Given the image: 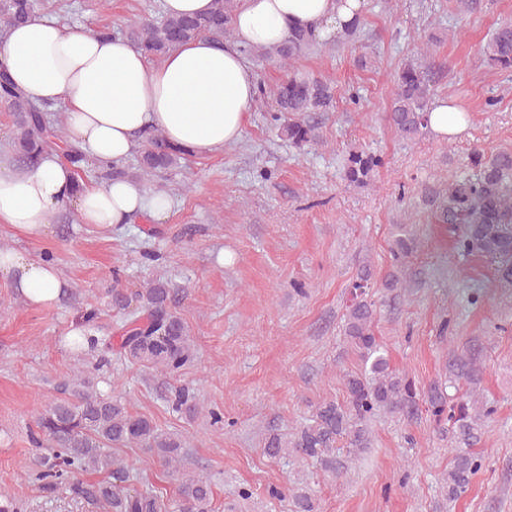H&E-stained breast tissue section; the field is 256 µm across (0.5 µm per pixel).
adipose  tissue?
<instances>
[{
	"label": "adipose tissue",
	"instance_id": "1",
	"mask_svg": "<svg viewBox=\"0 0 512 512\" xmlns=\"http://www.w3.org/2000/svg\"><path fill=\"white\" fill-rule=\"evenodd\" d=\"M361 10L360 0H242L234 11L233 42L199 37L153 61L121 36L66 27L36 16L0 40V66L33 100L60 107L64 146L17 168L0 155V228L40 235L66 207L100 231L142 218L164 223L172 201L161 190L114 178L78 185L64 147H78L103 167L119 166L138 150L146 132L192 155H210L238 142L259 86L242 46L270 47L304 28L324 38L341 34ZM0 276L25 302L55 305L67 286L58 268L17 251L0 256Z\"/></svg>",
	"mask_w": 512,
	"mask_h": 512
}]
</instances>
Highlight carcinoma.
I'll return each mask as SVG.
<instances>
[{"label": "carcinoma", "instance_id": "1", "mask_svg": "<svg viewBox=\"0 0 512 512\" xmlns=\"http://www.w3.org/2000/svg\"><path fill=\"white\" fill-rule=\"evenodd\" d=\"M215 9L205 15H164L157 22L139 21L128 35L147 56L164 57L179 43L200 36L224 42L233 33L232 15L236 0H215ZM36 13L35 0H0V32L25 22ZM315 42V34L298 29L288 42L279 46L243 52L275 56L283 65H292ZM486 63L503 71H512V21L500 24L482 48ZM396 89L389 108V121L407 140H414L427 127L426 114L433 96L429 78L420 65L399 68ZM335 90L327 81L294 71L278 89L275 104L280 136L297 148L318 142V133L309 124L310 112H328L333 107ZM0 105L14 117L12 146L25 165L32 163L64 135V121L53 124L45 109L34 104L0 71ZM184 151L165 144L158 132L148 134L138 150L134 170L126 166L96 168V177L150 179L176 165ZM383 165L381 157L364 150L352 151L344 158L348 181L365 184ZM436 218L440 224H458L462 232L454 250L463 259L481 257L496 266L498 279L512 283V151L502 150L490 158L479 151L471 154L468 171L435 192ZM414 236L408 232L396 239L393 266L399 268L411 253ZM371 273L363 270L353 281L351 304L347 306L344 335L359 352L364 370L344 376L346 401L325 402L316 411L313 422L305 425L288 441L277 435L265 443L267 456L277 459L291 456L314 460L327 471L340 476L345 468L336 466L337 441H347L349 453L359 455L370 446L367 422L384 410L403 416L419 400L412 382L390 369L385 351L374 336L372 325L376 303L367 299ZM175 288L158 280L128 297L122 289L112 288V303L126 309L131 302L144 317L131 313L121 336L120 354L128 362L160 373L179 372L195 359L190 333L183 321L170 311ZM481 348L471 346L466 353L452 356L447 365L448 382L479 381ZM62 397L39 413L30 430L32 446L40 451L28 479L47 497L66 494L71 499L98 505L104 512H214L211 478L184 469V443L158 428L149 418L132 412L118 397L103 394L71 371L61 382ZM169 402L177 412L196 415L203 410L197 393L188 387L171 392ZM426 412L438 423L448 425L457 443L448 472L442 477L448 501L466 492L483 467L484 456L476 450L483 436L484 422L497 409L470 399V393L455 398L434 387L425 399ZM120 448H138L155 458L177 484L176 499L169 503L159 491L148 485H136L128 466L114 456ZM105 471L107 478L85 481L83 472Z\"/></svg>", "mask_w": 512, "mask_h": 512}]
</instances>
